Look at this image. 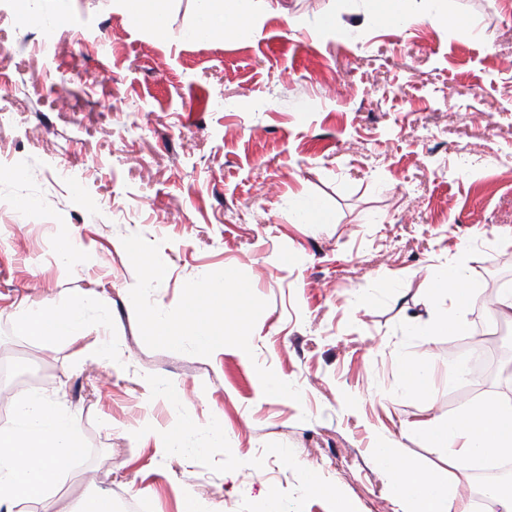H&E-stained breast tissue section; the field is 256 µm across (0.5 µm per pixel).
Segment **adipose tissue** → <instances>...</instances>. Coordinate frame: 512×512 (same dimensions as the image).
<instances>
[{
  "label": "adipose tissue",
  "instance_id": "obj_1",
  "mask_svg": "<svg viewBox=\"0 0 512 512\" xmlns=\"http://www.w3.org/2000/svg\"><path fill=\"white\" fill-rule=\"evenodd\" d=\"M253 2L202 0L198 32L226 38L259 30L264 18L254 11ZM440 285L451 308L438 330L454 336L466 333L467 314L477 291L465 268L446 267ZM89 326L79 303L64 312L25 316L18 330L34 338L64 337L75 342ZM14 410L16 425L0 428V512H54L50 490L72 466L79 446L75 418L60 402L33 392L16 399ZM432 437L434 447L446 449L448 464L456 469L512 454V405L464 412L434 428ZM374 454L390 477L394 496L416 502L417 512H471L457 486L425 476L415 461L399 454L396 441H381Z\"/></svg>",
  "mask_w": 512,
  "mask_h": 512
}]
</instances>
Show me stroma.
Masks as SVG:
<instances>
[{
    "label": "stroma",
    "mask_w": 512,
    "mask_h": 512,
    "mask_svg": "<svg viewBox=\"0 0 512 512\" xmlns=\"http://www.w3.org/2000/svg\"><path fill=\"white\" fill-rule=\"evenodd\" d=\"M447 4L451 24L409 0L395 27L366 0H258L260 33L224 40L193 36L197 0H169L162 38L116 0H0V165L26 170L0 176V361L77 417L59 512L92 487L114 512H265L271 495L279 512H414L379 437L468 490L429 427L512 402V320L484 339L494 375L449 382L434 271L463 263L483 293L491 265L512 276V0ZM327 16L340 36L314 34ZM300 197L325 223L291 222ZM133 233L160 245L161 309L188 280L248 276L268 303L252 354L145 345ZM86 295L101 307L79 341L18 333L15 301L60 311ZM402 359L429 391H407ZM259 365L301 401L264 395ZM185 420L186 455L165 453Z\"/></svg>",
    "instance_id": "obj_1"
}]
</instances>
